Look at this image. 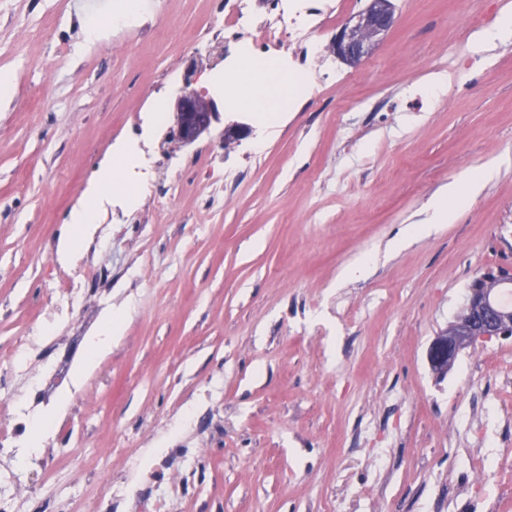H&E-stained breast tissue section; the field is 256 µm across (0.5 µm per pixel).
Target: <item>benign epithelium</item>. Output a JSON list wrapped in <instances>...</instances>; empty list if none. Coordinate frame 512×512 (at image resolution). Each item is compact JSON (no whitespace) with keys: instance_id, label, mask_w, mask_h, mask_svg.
<instances>
[{"instance_id":"1","label":"benign epithelium","mask_w":512,"mask_h":512,"mask_svg":"<svg viewBox=\"0 0 512 512\" xmlns=\"http://www.w3.org/2000/svg\"><path fill=\"white\" fill-rule=\"evenodd\" d=\"M395 22L392 0H370L368 8L346 22L332 40L336 56L351 65L359 63L375 40L388 32ZM191 80L174 102L175 136L185 145L192 144L210 132L218 114L216 103L189 89ZM491 288H470L466 311L457 317L448 330L431 342L427 359L440 373L453 365L467 348L512 333V314L503 312L490 296Z\"/></svg>"}]
</instances>
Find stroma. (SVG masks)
I'll list each match as a JSON object with an SVG mask.
<instances>
[{
	"label": "stroma",
	"mask_w": 512,
	"mask_h": 512,
	"mask_svg": "<svg viewBox=\"0 0 512 512\" xmlns=\"http://www.w3.org/2000/svg\"><path fill=\"white\" fill-rule=\"evenodd\" d=\"M144 2L125 28L106 17L123 0H0V70L17 75L0 103V413L32 376L53 389L30 413L32 430L51 418L38 446L0 456L13 512H94L112 486L117 512L145 496L167 512H512V338L444 373L426 359L472 281L512 270V41L463 40L470 14L512 0H393L354 67L332 51L338 23L318 28L328 70L270 119L223 99L234 0ZM92 21L108 34L89 43ZM193 59L219 119L185 146L170 106ZM232 122L250 134L228 145ZM118 141L145 159L140 204L112 192L61 259ZM481 167L495 174L457 221L412 235ZM102 260L110 276L55 311V290ZM111 313L124 333L83 371ZM40 321L51 335L11 366Z\"/></svg>",
	"instance_id": "obj_1"
}]
</instances>
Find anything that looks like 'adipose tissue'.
<instances>
[{"label":"adipose tissue","instance_id":"obj_1","mask_svg":"<svg viewBox=\"0 0 512 512\" xmlns=\"http://www.w3.org/2000/svg\"><path fill=\"white\" fill-rule=\"evenodd\" d=\"M255 67V61L248 60L236 72L237 78L247 89L249 103L266 112L282 111L284 105L278 91L281 83L279 76L274 74L265 82H254L252 74ZM135 160V147L127 142H120L115 145L111 158L100 164L94 178L83 192L82 202L69 214L68 228L59 239L60 257L72 255L81 242L85 228L99 222L106 192L117 187L122 188L119 173L123 166L133 164ZM492 175V169L485 168L469 174L464 181L449 184L431 204L432 225L452 223L458 216L460 203L476 196Z\"/></svg>","mask_w":512,"mask_h":512}]
</instances>
